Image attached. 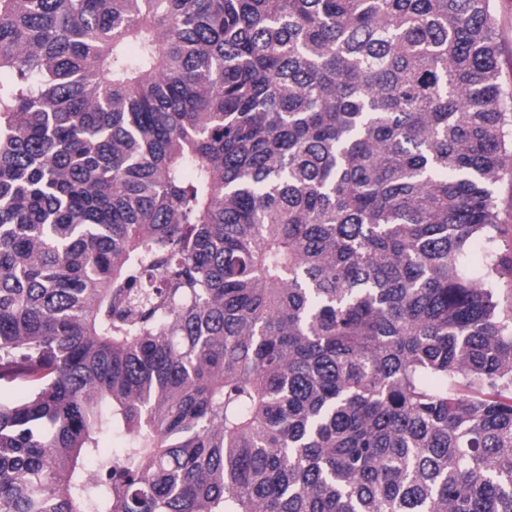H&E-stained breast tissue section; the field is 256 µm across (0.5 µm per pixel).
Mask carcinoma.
<instances>
[{"label": "carcinoma", "instance_id": "cac0c4a2", "mask_svg": "<svg viewBox=\"0 0 512 512\" xmlns=\"http://www.w3.org/2000/svg\"><path fill=\"white\" fill-rule=\"evenodd\" d=\"M498 57L494 0H0V512H512ZM498 310L503 317L512 318V276L499 277L493 285Z\"/></svg>", "mask_w": 512, "mask_h": 512}]
</instances>
